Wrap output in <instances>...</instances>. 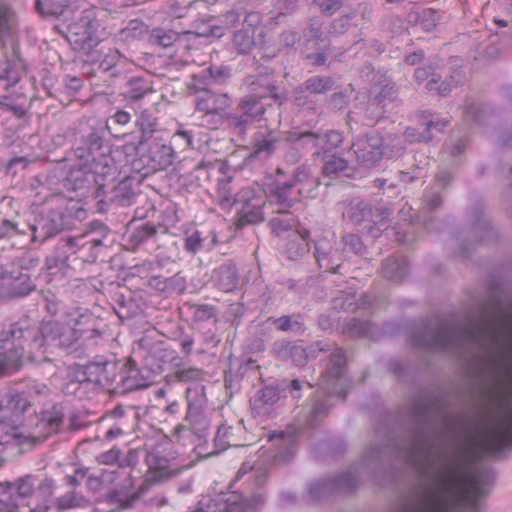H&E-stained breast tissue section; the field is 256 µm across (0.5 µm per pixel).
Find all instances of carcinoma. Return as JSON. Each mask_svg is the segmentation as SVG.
<instances>
[{
	"label": "carcinoma",
	"mask_w": 512,
	"mask_h": 512,
	"mask_svg": "<svg viewBox=\"0 0 512 512\" xmlns=\"http://www.w3.org/2000/svg\"><path fill=\"white\" fill-rule=\"evenodd\" d=\"M30 4L0 25V182L25 216L0 199V455L42 452L0 479V512H98L224 447L225 362L264 444L189 512L415 487L470 418L406 347L479 376L492 340L448 331V285L512 302V251L490 261L512 237V0ZM454 180L459 203L435 190ZM374 277L392 295L371 320ZM361 340L377 384L356 380Z\"/></svg>",
	"instance_id": "cac0c4a2"
}]
</instances>
